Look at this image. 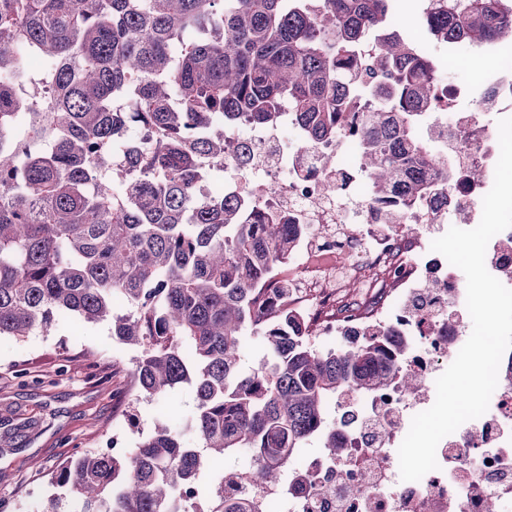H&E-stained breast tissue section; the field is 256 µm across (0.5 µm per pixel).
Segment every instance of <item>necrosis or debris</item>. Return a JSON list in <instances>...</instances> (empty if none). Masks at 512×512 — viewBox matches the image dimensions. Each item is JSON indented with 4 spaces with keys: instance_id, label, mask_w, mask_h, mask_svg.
<instances>
[{
    "instance_id": "4bbe7bcc",
    "label": "necrosis or debris",
    "mask_w": 512,
    "mask_h": 512,
    "mask_svg": "<svg viewBox=\"0 0 512 512\" xmlns=\"http://www.w3.org/2000/svg\"><path fill=\"white\" fill-rule=\"evenodd\" d=\"M484 85L493 98H475L465 106L459 103L462 88L444 87L441 98L449 110L422 132L427 139L440 136L443 157L459 173L448 187L452 205L434 200L407 217L408 223L425 225L429 237L439 225L472 227L482 216V199L492 187L487 174L500 155L497 121L512 117V58L500 59ZM291 126L284 119L273 127L246 120L230 127L225 150L232 175L224 190L287 213L289 223L316 225L293 254L298 275L292 307L317 336L394 326L416 342L404 369L420 384L409 389L396 380L366 394L337 397L336 432L345 454L306 453L301 469L312 475V486L268 488L258 500L260 512H488L489 503L512 502V374L503 370L487 412L440 441L438 470L418 481L401 480L394 450L412 417L433 405L432 381L467 340L466 284L428 241L408 240L375 223L356 136L343 135L303 156L299 138L286 136ZM324 154L335 159L346 180L333 195L323 191ZM315 252L349 254L346 272L367 277L379 302L351 307L336 290L335 266L310 264ZM365 481L371 493L351 495V487Z\"/></svg>"
}]
</instances>
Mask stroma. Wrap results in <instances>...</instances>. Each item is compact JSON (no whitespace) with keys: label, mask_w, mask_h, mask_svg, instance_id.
<instances>
[{"label":"stroma","mask_w":512,"mask_h":512,"mask_svg":"<svg viewBox=\"0 0 512 512\" xmlns=\"http://www.w3.org/2000/svg\"><path fill=\"white\" fill-rule=\"evenodd\" d=\"M425 4L397 0L394 29L436 59L448 84L477 88L504 49L450 64L447 45L431 40L420 23ZM134 364V352L113 337L110 322L65 313L49 333L0 339V501H7V512H40L57 491L51 474L61 462L110 447L123 453L156 425L176 428L188 446H197L188 426L192 388L182 384L136 400Z\"/></svg>","instance_id":"stroma-1"}]
</instances>
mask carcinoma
I'll use <instances>...</instances> for the list:
<instances>
[{
    "instance_id": "1",
    "label": "carcinoma",
    "mask_w": 512,
    "mask_h": 512,
    "mask_svg": "<svg viewBox=\"0 0 512 512\" xmlns=\"http://www.w3.org/2000/svg\"><path fill=\"white\" fill-rule=\"evenodd\" d=\"M392 0H0V337L47 333L60 313L112 319L141 349V400L193 385L202 447L157 426L122 454L86 452L52 474L80 512H258L256 497L317 439L331 402L402 370L395 331L316 348L285 308L284 273L305 225L206 190L240 118L283 106L305 150L360 138L376 218L397 224L452 178L420 127L437 61L389 23ZM428 34L450 46L512 42V0H430ZM386 105L360 117L355 94ZM129 125L152 143L123 139ZM125 302L130 312L112 314ZM269 353L244 372L245 331ZM251 451V498L224 497L209 463ZM209 478L206 508L196 505Z\"/></svg>"
}]
</instances>
